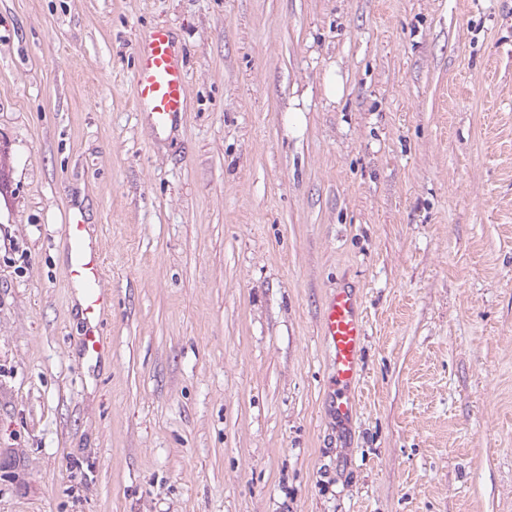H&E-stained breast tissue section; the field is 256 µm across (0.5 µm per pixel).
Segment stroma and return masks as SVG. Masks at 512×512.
<instances>
[{"label":"stroma","instance_id":"35a3bbf8","mask_svg":"<svg viewBox=\"0 0 512 512\" xmlns=\"http://www.w3.org/2000/svg\"><path fill=\"white\" fill-rule=\"evenodd\" d=\"M157 25L189 78L162 134L132 103ZM0 143V512H512L502 0H0ZM71 212L112 288L97 361ZM319 327L332 360L327 395L335 417L346 420L357 409L352 390L361 376L360 354L366 336V321L351 289L337 288L326 298Z\"/></svg>","mask_w":512,"mask_h":512}]
</instances>
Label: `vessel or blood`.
<instances>
[{"label": "vessel or blood", "mask_w": 512, "mask_h": 512, "mask_svg": "<svg viewBox=\"0 0 512 512\" xmlns=\"http://www.w3.org/2000/svg\"><path fill=\"white\" fill-rule=\"evenodd\" d=\"M133 88L136 112L144 115L155 131H166L185 120L187 73L182 51L168 28H153L141 39ZM84 231L78 216L68 218L63 229L69 251L66 273L69 286L83 296L87 324L82 338L84 353L97 359L111 351L98 325L112 307V291L104 283L101 252L87 245ZM319 327L332 360L328 397L336 418L346 420L357 409L353 390L361 376L360 354L366 336V321L351 289H336L326 298Z\"/></svg>", "instance_id": "vessel-or-blood-1"}]
</instances>
